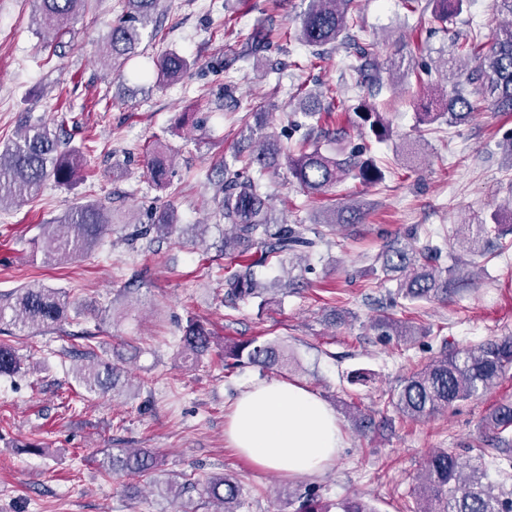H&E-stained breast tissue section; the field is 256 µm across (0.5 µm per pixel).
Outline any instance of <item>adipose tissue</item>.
I'll return each mask as SVG.
<instances>
[{"instance_id": "adipose-tissue-1", "label": "adipose tissue", "mask_w": 512, "mask_h": 512, "mask_svg": "<svg viewBox=\"0 0 512 512\" xmlns=\"http://www.w3.org/2000/svg\"><path fill=\"white\" fill-rule=\"evenodd\" d=\"M239 453L287 478L317 474L336 461L342 438L334 412L308 389L259 381L235 400L224 428Z\"/></svg>"}]
</instances>
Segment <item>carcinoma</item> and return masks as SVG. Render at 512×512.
<instances>
[{
	"mask_svg": "<svg viewBox=\"0 0 512 512\" xmlns=\"http://www.w3.org/2000/svg\"><path fill=\"white\" fill-rule=\"evenodd\" d=\"M90 0H37L36 23L58 36L66 33L72 16L85 8ZM358 0H308L301 17L297 39L312 48V55L322 56L323 47L347 44L356 55L370 63L369 45L354 38L353 30L360 27ZM467 0H431L435 17L446 22L457 17ZM157 0H123L125 19L112 25L105 54L112 70H117L129 58L138 54L141 37L138 27L153 22ZM268 33L257 31L252 37L249 55L256 64L262 63L260 53L267 50ZM466 59L472 68L466 81H455L448 93V103L430 98L431 105L415 113L419 125L446 123L450 126L468 120L479 109L471 99L468 86L484 87L491 104L503 112H512V24L498 29L490 43L475 36L457 39L450 57L444 61L449 69L457 60ZM154 66L158 76L166 81L180 80L192 66L191 61L175 50L160 55ZM332 109L351 112L356 126L369 129L379 142L390 136L391 130L382 113L367 103L352 107L345 101L334 102ZM66 116L56 122L25 118L19 141L0 150V208L4 202L19 203L34 197L47 183L66 185L81 177L83 149L71 147L65 138ZM266 123V113L250 112L244 118L249 136L259 135L257 149L244 158L234 155L232 163H224L220 184L221 198L217 211L224 220V255L237 259L236 267L224 279L225 302L233 306L240 300L266 297V280L262 268L274 258L280 271L288 272L287 264L314 247L329 243L328 236L336 228L359 224L364 218L360 204L334 205L321 211L310 224H290L276 217L269 199L260 192L254 170L262 175L278 165L279 157L288 158V173L297 186L309 195H322L337 183L351 176L364 185H376L385 179V171L374 158L358 151L345 158L327 154L308 139L301 140L294 152H288L273 135H260ZM151 174L164 183L171 167L168 153L157 147L149 161ZM491 223L460 224L454 237L466 244V252L489 257L490 237L502 232L503 218L494 213ZM112 224L109 212L99 202L68 207L52 224L41 225L37 251L44 262L67 263L95 247L108 233ZM176 211L164 207L155 211L151 223L142 225L126 241L134 245L140 240L154 241L175 233H184ZM384 275L397 281L394 294L414 304L420 301H445L448 293L469 284L464 276L466 263L462 258L431 242L418 247L411 231L388 242L376 256ZM80 316L82 310L72 308L68 293L62 288L35 285L0 294V324L20 330L30 327L58 329L69 320V310ZM374 328L386 338L403 340L421 334L411 322L388 313L375 319ZM212 333L202 324L189 323L179 339L183 353L198 357L210 352ZM223 366L251 365L265 370L285 369L288 353L273 341L251 338L230 347L219 355ZM21 369V357L6 343H0V375H11ZM512 369V336L491 339L477 348H465L446 354L424 368L404 378L391 395L390 403L402 416L412 420L429 419L454 405L476 398L492 390ZM122 369L111 362L107 352L92 353V359L76 374L80 387L88 393L118 392ZM489 428L499 434L498 441L506 444L502 433L512 428V406L503 405L491 415ZM102 468L146 480L157 479L160 471L158 456L147 448H119L107 454ZM168 496L179 501L186 492H195L204 504L217 503L216 512H243L245 499L236 478L221 474L205 481L186 479L182 482L165 480ZM419 495L426 506L420 512H512V497L495 485L484 481V472L476 465L463 464L448 449H439L423 462L418 475ZM300 512H330L319 496L307 490L300 500Z\"/></svg>",
	"mask_w": 512,
	"mask_h": 512,
	"instance_id": "1",
	"label": "carcinoma"
}]
</instances>
